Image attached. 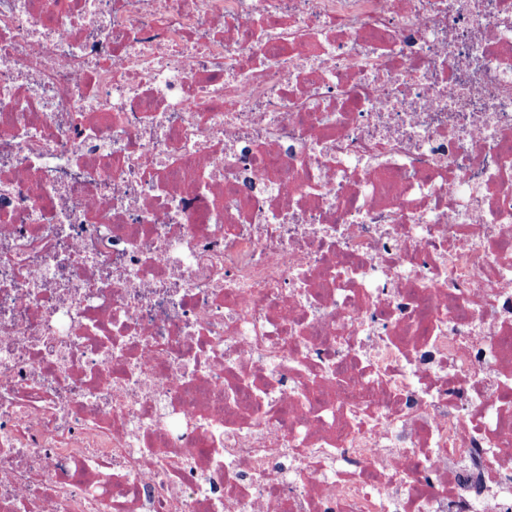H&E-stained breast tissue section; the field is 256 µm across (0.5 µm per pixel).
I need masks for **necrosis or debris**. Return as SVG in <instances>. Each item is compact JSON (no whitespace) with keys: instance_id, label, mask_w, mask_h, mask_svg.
Returning a JSON list of instances; mask_svg holds the SVG:
<instances>
[{"instance_id":"4bbe7bcc","label":"necrosis or debris","mask_w":512,"mask_h":512,"mask_svg":"<svg viewBox=\"0 0 512 512\" xmlns=\"http://www.w3.org/2000/svg\"><path fill=\"white\" fill-rule=\"evenodd\" d=\"M503 86L512 0H0V512H512Z\"/></svg>"}]
</instances>
